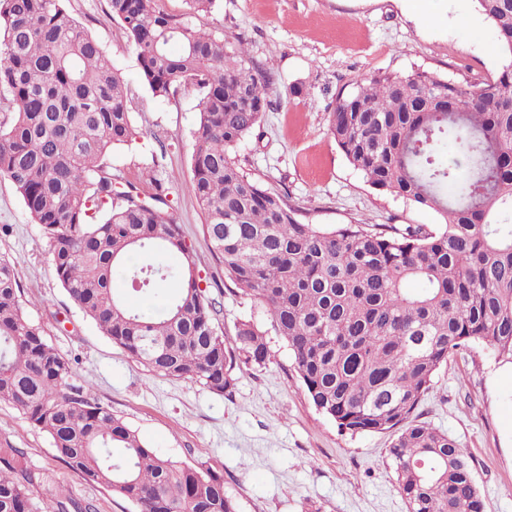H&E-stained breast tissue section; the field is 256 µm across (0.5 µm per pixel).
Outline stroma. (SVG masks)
Returning <instances> with one entry per match:
<instances>
[{
  "label": "stroma",
  "mask_w": 512,
  "mask_h": 512,
  "mask_svg": "<svg viewBox=\"0 0 512 512\" xmlns=\"http://www.w3.org/2000/svg\"><path fill=\"white\" fill-rule=\"evenodd\" d=\"M103 45L128 87L137 135L109 159L116 190L146 166L168 189V211L195 253L200 285L220 311L216 327L232 345L234 323L265 331L270 358L237 371L228 395L193 379L149 372L117 348L57 280L48 241L8 178L0 177V256L18 273L29 319L71 360L74 388L91 391L177 462H207L224 476L239 512H407L388 449L389 433L351 435L319 413L276 336L265 306L231 292L203 232L204 214L188 184L200 94L194 86L156 98L141 84L136 53L105 0H66ZM435 23L408 0H218L190 16L195 27L243 42L271 73V108L260 135L239 150L243 171L285 194L303 222L438 224L431 210L377 193L331 137L326 114L337 93L380 72L418 70L463 83L497 72L508 58L473 0H427ZM465 448L485 512H512V367L486 349H456L435 372L415 412ZM0 448H21L38 480L34 504L58 491L94 512H138L108 488L83 480L54 456L49 437L0 402Z\"/></svg>",
  "instance_id": "obj_1"
}]
</instances>
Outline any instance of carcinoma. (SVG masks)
<instances>
[{
  "label": "carcinoma",
  "instance_id": "obj_1",
  "mask_svg": "<svg viewBox=\"0 0 512 512\" xmlns=\"http://www.w3.org/2000/svg\"><path fill=\"white\" fill-rule=\"evenodd\" d=\"M474 2L512 57V0ZM106 6L154 97L199 90L189 191L224 279L265 305L316 410L352 435L396 432L389 455L407 512H485L466 451L413 414L453 350L477 343L512 364V62L474 83L384 73L340 92L328 130L349 163L440 223L326 228L300 222L286 196L239 166L273 84L245 47L154 0ZM0 106L12 114L0 123V175L42 227L56 278L103 335L148 371L220 395L235 371L266 363V333L250 320L224 345L163 183L147 170L152 192L132 182L116 191L108 158L134 135L127 89L65 0H0ZM172 252L180 265L167 264ZM116 273L151 305L116 294ZM167 280L174 290L157 287ZM72 377L0 257V402L46 432L73 472L139 512H238L222 474L171 460L91 392L72 391ZM36 480L24 449L0 448V512H33ZM39 512L92 506L60 491Z\"/></svg>",
  "mask_w": 512,
  "mask_h": 512
}]
</instances>
